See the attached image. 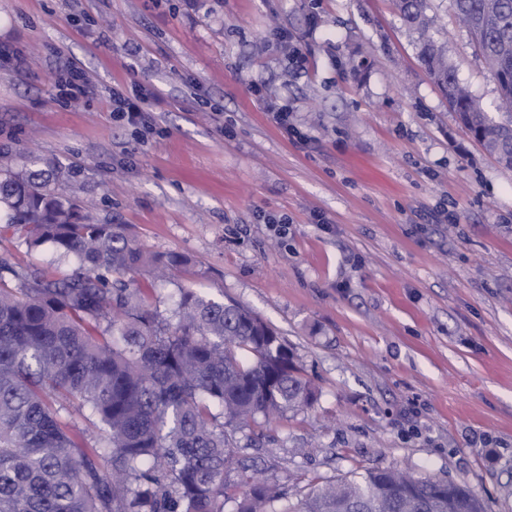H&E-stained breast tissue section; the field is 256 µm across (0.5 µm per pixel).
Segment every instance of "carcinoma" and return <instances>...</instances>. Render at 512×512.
I'll list each match as a JSON object with an SVG mask.
<instances>
[{"instance_id":"carcinoma-1","label":"carcinoma","mask_w":512,"mask_h":512,"mask_svg":"<svg viewBox=\"0 0 512 512\" xmlns=\"http://www.w3.org/2000/svg\"><path fill=\"white\" fill-rule=\"evenodd\" d=\"M418 35L425 71L442 76L466 127L512 158V0H451L498 80L496 122L427 37L428 0H394ZM61 175L0 164V208L29 247L73 258L61 276L0 259V512H487L460 484L399 468L317 484L297 499L262 479L238 433L311 407L317 390L259 316L194 288L170 316L128 276L190 263L134 244L124 224H95L59 188ZM236 472L240 497L227 482Z\"/></svg>"}]
</instances>
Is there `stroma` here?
I'll return each instance as SVG.
<instances>
[{
    "label": "stroma",
    "instance_id": "obj_1",
    "mask_svg": "<svg viewBox=\"0 0 512 512\" xmlns=\"http://www.w3.org/2000/svg\"><path fill=\"white\" fill-rule=\"evenodd\" d=\"M429 14L497 117L449 0ZM0 48V154L66 168L65 193L98 222L187 255L168 278L135 276L160 311L182 288L236 301L317 387L248 448L265 478L296 499L405 467L512 512V170L458 123L392 0H0ZM71 64L93 83L77 102L56 89ZM116 84L159 92L153 135L113 119ZM281 102L309 145L268 120ZM5 256L74 266L9 234Z\"/></svg>",
    "mask_w": 512,
    "mask_h": 512
}]
</instances>
